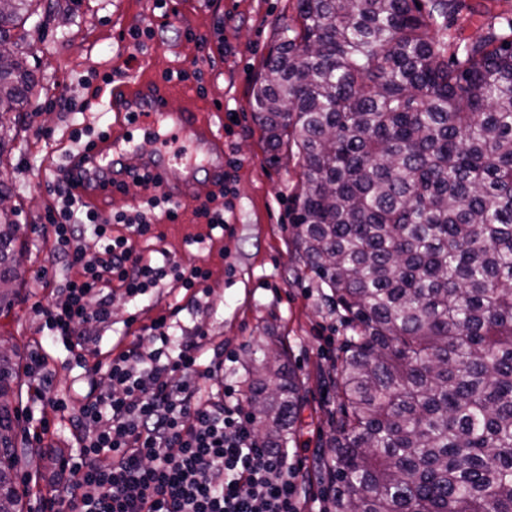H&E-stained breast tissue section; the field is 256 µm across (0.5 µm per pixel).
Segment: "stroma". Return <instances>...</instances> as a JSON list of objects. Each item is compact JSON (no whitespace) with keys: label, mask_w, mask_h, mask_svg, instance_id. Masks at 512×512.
<instances>
[{"label":"stroma","mask_w":512,"mask_h":512,"mask_svg":"<svg viewBox=\"0 0 512 512\" xmlns=\"http://www.w3.org/2000/svg\"><path fill=\"white\" fill-rule=\"evenodd\" d=\"M295 0H39L40 30L31 34L28 65L38 78L35 100L54 95L67 84L75 111L23 112L0 138V180L13 191L16 220L23 226L25 279L10 310L0 312V337L12 340L22 364L35 354L47 357L57 394L85 387L62 343L42 331L43 319L32 308L43 278L65 276L56 264L52 244L35 233L37 215L53 205L41 178L46 160L61 164V138L73 129L95 131L114 84L127 80L129 58L156 76L199 64L200 80L175 83L172 108L190 105L220 120L230 155L240 164L232 173V193L224 200V232L197 249L187 236L206 233L192 208L178 223L162 222L161 242L172 256L194 261L211 272L209 294L189 300L179 289H161L133 304L122 295L112 300V323L88 328L101 351L116 344L129 315L138 325L175 314L177 331L191 335L194 326L207 330L235 359L224 367L225 382L243 385L246 364L274 343L303 381V405L297 428V465L301 474L321 470L332 433L330 412L337 406L333 384L336 349L346 334L339 314L330 312L315 280L308 276L290 232L300 172L288 152L272 154L257 124L250 101L269 52L278 44L293 15ZM152 29V38L134 47L132 29ZM111 73V84L102 76ZM47 128L51 138L38 135ZM19 417L28 412L45 418L60 444L72 441L67 413L46 405L32 407L26 375L14 383ZM17 447L35 451L33 463H19L14 485L24 512H43L41 479L49 460L27 428H19Z\"/></svg>","instance_id":"stroma-1"}]
</instances>
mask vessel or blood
Wrapping results in <instances>:
<instances>
[{"instance_id":"vessel-or-blood-1","label":"vessel or blood","mask_w":512,"mask_h":512,"mask_svg":"<svg viewBox=\"0 0 512 512\" xmlns=\"http://www.w3.org/2000/svg\"><path fill=\"white\" fill-rule=\"evenodd\" d=\"M169 82L156 76L115 87L107 134L69 153L59 175L74 194L95 202L123 193L143 178L157 194L183 204L218 191L226 175L224 134L208 116L168 107ZM160 130L163 141L134 142L133 130Z\"/></svg>"}]
</instances>
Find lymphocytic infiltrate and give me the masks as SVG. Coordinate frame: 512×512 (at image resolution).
Listing matches in <instances>:
<instances>
[{"instance_id": "1", "label": "lymphocytic infiltrate", "mask_w": 512, "mask_h": 512, "mask_svg": "<svg viewBox=\"0 0 512 512\" xmlns=\"http://www.w3.org/2000/svg\"><path fill=\"white\" fill-rule=\"evenodd\" d=\"M46 188L57 203L40 219L67 278L57 299L37 305L50 337L85 372L89 390L71 419L77 445L49 448L47 480L69 512H305L299 469L267 444L233 388L224 384V347L205 333L179 340L166 317L129 343L89 348L84 326L112 321V298L136 301L168 284L190 297L207 293L209 270L166 253L136 252L155 239L156 218L176 221L180 206L150 196L134 214L102 215L60 179ZM99 248L88 252L85 236Z\"/></svg>"}]
</instances>
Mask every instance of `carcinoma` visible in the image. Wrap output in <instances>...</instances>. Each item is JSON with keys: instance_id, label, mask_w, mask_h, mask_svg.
<instances>
[{"instance_id": "1", "label": "carcinoma", "mask_w": 512, "mask_h": 512, "mask_svg": "<svg viewBox=\"0 0 512 512\" xmlns=\"http://www.w3.org/2000/svg\"><path fill=\"white\" fill-rule=\"evenodd\" d=\"M0 0V119L37 79ZM465 0H295L252 107L302 169L293 234L349 334L336 357L329 512H512V17L462 36ZM0 209V307L21 230ZM0 343V448L18 460ZM252 368L249 405L294 441L301 378ZM14 465L0 512H21Z\"/></svg>"}]
</instances>
